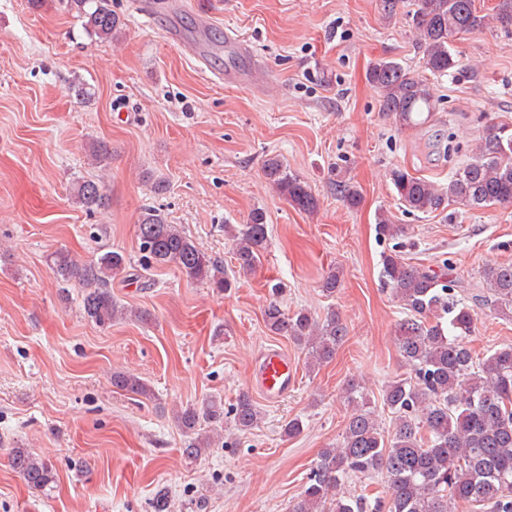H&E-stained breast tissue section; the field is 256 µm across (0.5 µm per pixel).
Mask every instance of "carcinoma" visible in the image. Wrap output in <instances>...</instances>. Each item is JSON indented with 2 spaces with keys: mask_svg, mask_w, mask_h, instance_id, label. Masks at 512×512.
Returning <instances> with one entry per match:
<instances>
[{
  "mask_svg": "<svg viewBox=\"0 0 512 512\" xmlns=\"http://www.w3.org/2000/svg\"><path fill=\"white\" fill-rule=\"evenodd\" d=\"M413 23L425 67L433 75H450L459 63L451 51L454 37L484 30L490 21L512 29V0H498L493 14H483L475 0H415ZM89 36L110 42L126 26L112 11L110 0H67ZM369 81L380 91L382 111L401 126H416L431 117L435 101L426 81L395 60L380 61L369 71ZM109 146L92 144L90 158L99 167L111 159ZM265 179L298 209L312 212L318 200L277 156L264 160ZM399 200L410 212L433 213L451 203L478 208L512 203V126L496 124L478 135L473 155L451 173L447 186H437L407 170L390 172ZM337 192L354 208L360 195L339 180ZM74 203L95 212L106 208L100 183L83 180L73 189ZM379 237H392L400 228L385 213L376 218ZM139 251L148 265L173 263L193 280L225 291L232 283L224 266L202 252L185 231L168 223L155 209H145L137 224ZM239 268L256 267L268 242L266 215L255 209L247 223L231 234ZM50 261L66 283L81 290L85 317L99 326L131 316L150 320L146 311H133L112 298V280L125 278L130 261L120 251H106L92 261H80L67 250H57ZM383 287L399 300L407 314L396 325L399 354L409 376L393 381L382 401L393 414L394 432L384 435L375 411L360 387L346 389L350 412L337 446L318 455L291 512H455L468 502L479 512H512V345H505L478 362L465 338L474 329L475 314L467 303L463 282L406 263L395 252L381 256ZM482 284L499 314L512 319V263L488 266ZM267 329L307 348L306 366L331 360L348 335L339 313L331 309L321 319L304 309L291 314L276 303L264 311ZM112 385L125 392L148 396L151 388L138 375L114 372ZM234 427L246 433L260 417L252 397L241 394L230 408ZM186 437L183 455L195 461L210 453L215 440L202 423L224 424V405L211 399L189 406L177 416ZM13 470L27 484L45 492L55 482L50 461L27 448L10 451ZM380 472L389 486V498L342 496L338 490L357 474Z\"/></svg>",
  "mask_w": 512,
  "mask_h": 512,
  "instance_id": "cac0c4a2",
  "label": "carcinoma"
}]
</instances>
